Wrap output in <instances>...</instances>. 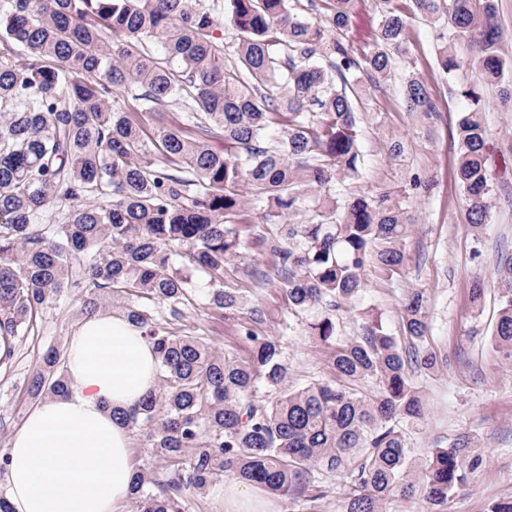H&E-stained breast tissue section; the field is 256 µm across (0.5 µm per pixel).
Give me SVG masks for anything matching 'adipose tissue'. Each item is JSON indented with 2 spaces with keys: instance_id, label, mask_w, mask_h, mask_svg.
Returning <instances> with one entry per match:
<instances>
[{
  "instance_id": "1",
  "label": "adipose tissue",
  "mask_w": 512,
  "mask_h": 512,
  "mask_svg": "<svg viewBox=\"0 0 512 512\" xmlns=\"http://www.w3.org/2000/svg\"><path fill=\"white\" fill-rule=\"evenodd\" d=\"M70 391L35 405L12 434L7 457L14 512H125L135 475L132 437L118 414L158 383L152 344L122 314L101 312L68 338ZM218 512H271L253 486L210 489Z\"/></svg>"
}]
</instances>
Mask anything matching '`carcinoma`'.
<instances>
[{"label":"carcinoma","instance_id":"carcinoma-1","mask_svg":"<svg viewBox=\"0 0 512 512\" xmlns=\"http://www.w3.org/2000/svg\"><path fill=\"white\" fill-rule=\"evenodd\" d=\"M358 2L0 0L3 356L65 288L78 290L81 316L110 304L141 330L158 386L121 420L169 473L159 482L136 471V512H185L193 494L226 475L314 502L323 497L315 479L327 474L350 479L345 512H383L395 498L416 497L428 512H446L482 466L467 435L415 463L412 429L425 407L410 369L440 366L420 346L422 292L405 299L401 338L373 315L343 338L333 318L355 304L366 268L400 274L413 223L407 204L434 185L415 174L396 191L352 192L364 168L360 83H385L417 18L442 44L443 73L461 66L448 43L467 40L479 82L503 83L497 0H376L362 45L348 36ZM217 12L232 33L230 62ZM133 85L134 104L118 103ZM460 97L456 178L479 229L496 205L490 132L479 87ZM180 100L193 103L185 126L167 112ZM400 105L428 119L440 112L433 87L413 72ZM136 112L152 115L151 130ZM249 199L271 217L302 213L264 237L272 271L248 274L285 286L290 318L320 309L308 328L328 349L325 381L290 386L279 340L257 329L263 310L243 311V298L224 289L225 269L245 247ZM497 276L494 342L512 364V254L501 256ZM200 293L240 320L247 359L173 330ZM25 387L32 398L66 395L64 351L47 347Z\"/></svg>","mask_w":512,"mask_h":512}]
</instances>
